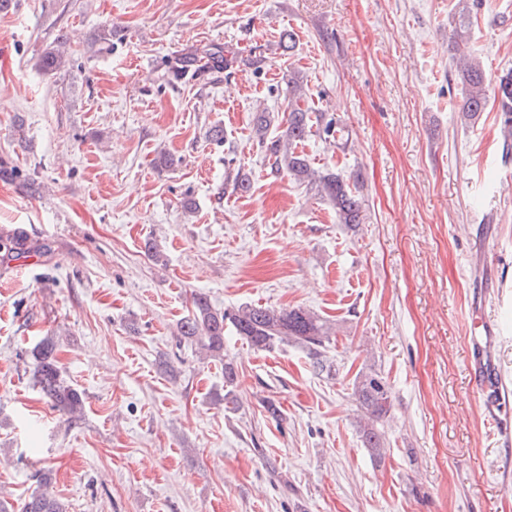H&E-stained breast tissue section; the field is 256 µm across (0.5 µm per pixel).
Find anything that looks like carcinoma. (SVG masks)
<instances>
[{
    "label": "carcinoma",
    "mask_w": 512,
    "mask_h": 512,
    "mask_svg": "<svg viewBox=\"0 0 512 512\" xmlns=\"http://www.w3.org/2000/svg\"><path fill=\"white\" fill-rule=\"evenodd\" d=\"M459 27L452 33L454 50L458 55L457 75L464 90L460 112L464 118L475 120L484 111L489 98L498 102L504 125V146L512 144V70L498 79L495 88H490L480 58L470 48L472 21L468 8L459 10ZM235 57L218 48L205 49L175 58L172 66L177 76L189 72L202 73L228 69ZM69 60L61 47H53L42 56L41 68L54 72L64 68ZM287 128L277 139H267L273 121L268 112L256 113L254 132L259 143L265 146L271 163V173L278 175L286 170L298 181H308L317 185L322 196L326 197L336 210V218L341 224L363 223L361 199L354 194L349 184L334 172H323L312 168L304 153L296 152L298 145L311 135L314 122L309 109L302 107L306 97L300 81L289 82ZM3 258L17 260L35 251L28 245L20 232L0 239ZM231 329L240 340L254 349L267 350L280 342H293L306 348L315 356L313 366L322 371L326 362L321 349L330 343L332 327L314 313L303 308L275 309L263 306H242L236 310L221 311L214 308L207 296L198 294L193 300L191 314L180 322L179 335L186 341L196 344L211 357H219L224 352V330ZM34 364V378L42 396L64 414L77 418L84 411V393L67 383L61 374L56 356V344L47 336L30 350ZM237 372L232 364L224 363V383L229 391L224 394L228 405H237V397L230 387L234 386ZM353 395L364 416L361 427L366 448L375 458L385 454L384 444L376 429V424L386 418L391 409V388L376 374L361 373L353 385ZM21 512H67L65 504L48 492H34L21 507Z\"/></svg>",
    "instance_id": "carcinoma-1"
}]
</instances>
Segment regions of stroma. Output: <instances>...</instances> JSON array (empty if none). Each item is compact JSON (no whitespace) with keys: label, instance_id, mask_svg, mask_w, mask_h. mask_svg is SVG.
<instances>
[{"label":"stroma","instance_id":"1","mask_svg":"<svg viewBox=\"0 0 512 512\" xmlns=\"http://www.w3.org/2000/svg\"><path fill=\"white\" fill-rule=\"evenodd\" d=\"M457 2L0 10V160L15 170L0 179V232L44 247L0 262L1 498L20 503L46 467L68 512H512V151L496 104L474 121L459 110ZM472 19L473 50L497 80L512 69V0H480ZM59 44L68 64L43 71ZM203 46L232 52L233 68L172 75L175 57ZM294 77L314 114L338 119L303 151L354 181L358 227L338 223L314 185L271 174L254 136L263 110L276 115L270 137L283 135ZM239 173L249 192L235 190ZM197 293L217 309L300 306L337 322L326 371L291 342L257 351L228 335L223 359L199 353L178 335ZM478 321L501 330L511 401L497 435L471 382ZM45 336L85 394L79 419L34 384L30 350ZM362 369L391 388L379 462L352 391Z\"/></svg>","mask_w":512,"mask_h":512}]
</instances>
